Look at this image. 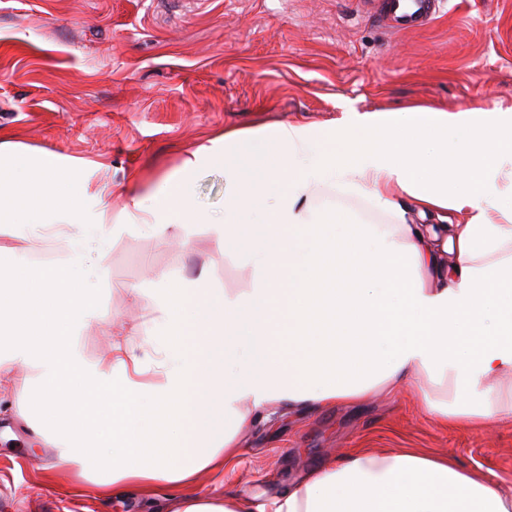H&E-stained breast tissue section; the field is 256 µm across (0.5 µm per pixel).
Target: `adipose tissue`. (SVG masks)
I'll list each match as a JSON object with an SVG mask.
<instances>
[{
	"label": "adipose tissue",
	"mask_w": 512,
	"mask_h": 512,
	"mask_svg": "<svg viewBox=\"0 0 512 512\" xmlns=\"http://www.w3.org/2000/svg\"><path fill=\"white\" fill-rule=\"evenodd\" d=\"M223 171L227 200L212 217L192 198L199 171ZM93 167L0 141V330L18 417L100 496L174 490L170 512H253L232 493L203 496L201 474L235 461L240 435L277 408L355 405L412 388L440 424L480 430L512 422V108L455 112L347 109L333 135L277 123L225 131L184 151L144 190L131 175L112 213L90 189ZM362 193L387 224L336 229L315 199ZM502 216L493 222L488 208ZM259 232H250V224ZM206 225L250 274L230 294L208 271L134 295L149 313L153 353L136 355L127 330L105 358L83 354L98 315L86 251L138 227L163 239ZM63 256L27 276L46 230ZM373 266L313 318L324 239ZM173 416L166 450L133 459L158 413ZM260 512H512V486L447 456L354 450L275 496Z\"/></svg>",
	"instance_id": "1"
}]
</instances>
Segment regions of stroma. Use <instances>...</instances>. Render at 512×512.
I'll use <instances>...</instances> for the list:
<instances>
[{"instance_id": "35a3bbf8", "label": "stroma", "mask_w": 512, "mask_h": 512, "mask_svg": "<svg viewBox=\"0 0 512 512\" xmlns=\"http://www.w3.org/2000/svg\"><path fill=\"white\" fill-rule=\"evenodd\" d=\"M383 0H0V136L98 164L116 188L133 171L153 181L185 149L227 129L278 122L330 131L351 106L367 112L512 107V0H445L427 25L390 32ZM195 204L224 210V173L197 175ZM365 224L389 217L366 197L330 190L316 200ZM108 277L92 289L103 315L80 340L96 360L113 318L140 325L131 286L155 287L207 269L235 291L249 277L198 224L186 247L144 232L115 235ZM0 395V506L5 512H162L135 490L97 495L76 470L53 468ZM354 448L449 454L512 483V424L443 429L411 392L361 407L295 410L252 427L233 466L199 477L200 493L232 491L260 504Z\"/></svg>"}]
</instances>
